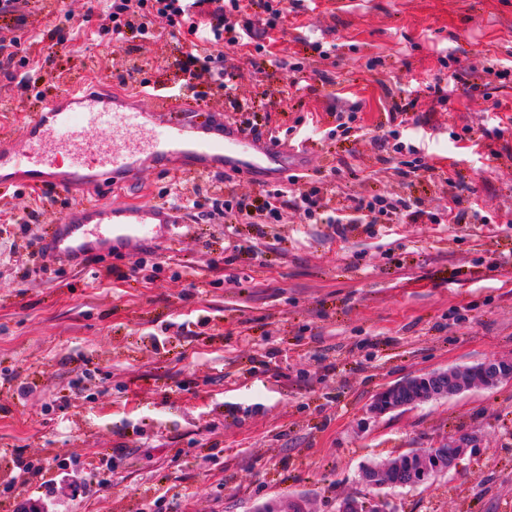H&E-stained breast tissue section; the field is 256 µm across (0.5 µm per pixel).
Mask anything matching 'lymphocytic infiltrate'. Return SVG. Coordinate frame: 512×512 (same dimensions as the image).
I'll return each instance as SVG.
<instances>
[{"label":"lymphocytic infiltrate","instance_id":"lymphocytic-infiltrate-1","mask_svg":"<svg viewBox=\"0 0 512 512\" xmlns=\"http://www.w3.org/2000/svg\"><path fill=\"white\" fill-rule=\"evenodd\" d=\"M288 16V0H105L98 14L99 26L111 32L113 40L121 41L127 30H136L141 38L150 40L157 28L184 35L185 50L177 61L188 78L207 73L219 87H227L229 75L227 52L238 53L240 59L272 56L277 36L284 30ZM224 44L225 54H213L211 47ZM381 150L403 156L399 177L417 176L429 166L419 145L403 141L398 123H391L376 138ZM295 185L296 194H289L288 185ZM459 195H451L447 206L427 213L418 201L391 198L379 194L345 197L340 207L324 211L322 190L309 173H292L287 186H263L254 200L236 196L224 202V221L248 224L254 216L264 223L278 224L286 209L303 212L309 221L324 224H393L401 216L411 220L427 218L433 224L487 223L479 210L466 211Z\"/></svg>","mask_w":512,"mask_h":512}]
</instances>
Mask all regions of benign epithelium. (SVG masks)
I'll list each match as a JSON object with an SVG mask.
<instances>
[{"mask_svg":"<svg viewBox=\"0 0 512 512\" xmlns=\"http://www.w3.org/2000/svg\"><path fill=\"white\" fill-rule=\"evenodd\" d=\"M508 382H512V367L501 358H489L473 366L450 367L413 375L386 386L374 395L368 412L378 417L476 387L492 388ZM469 442L467 436L450 438L446 442L433 444L423 453L445 457L444 472H457L467 454Z\"/></svg>","mask_w":512,"mask_h":512,"instance_id":"1","label":"benign epithelium"}]
</instances>
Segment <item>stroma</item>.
<instances>
[{
	"instance_id": "1",
	"label": "stroma",
	"mask_w": 512,
	"mask_h": 512,
	"mask_svg": "<svg viewBox=\"0 0 512 512\" xmlns=\"http://www.w3.org/2000/svg\"><path fill=\"white\" fill-rule=\"evenodd\" d=\"M88 0H32L25 73L0 70V134L22 139L31 117L89 80L102 94L147 81L195 98L193 119L247 104L263 131L298 126L305 172L329 208L345 195L384 194L437 211L443 176L469 185L465 204L485 224H241L203 196L257 195L245 178L144 172L103 195L114 205L156 204L162 194L201 201L160 247L155 278L118 280L131 249L100 252L90 268L40 270L26 238L45 236L74 197H30L24 179L0 183V211L27 221L26 236L0 237V512L20 501L46 512H336L347 495L371 501L359 482L382 461L464 433L472 451L460 472L417 489H382L395 512H512V383L478 388L375 417L385 386L490 356H512V90L467 95L407 121L426 141L432 172L402 179L381 171L372 131L394 103L426 93L438 59L460 70L512 66V0H306L291 10L279 56L295 55L334 81L314 94L281 95L293 75L256 58L232 71L233 96L207 76L185 83L175 61L184 39L159 31L113 43L84 23ZM83 21L61 29L64 13ZM322 42L323 60L310 45ZM358 102L368 136L331 141L335 99ZM472 128L475 146L458 136ZM498 159H488L489 151ZM350 167H342V159ZM27 279H20V272ZM26 387L16 398L17 387ZM111 468L87 462L99 455ZM49 462L20 484L21 463Z\"/></svg>"
}]
</instances>
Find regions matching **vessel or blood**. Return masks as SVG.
Instances as JSON below:
<instances>
[{"label":"vessel or blood","instance_id":"b4317fda","mask_svg":"<svg viewBox=\"0 0 512 512\" xmlns=\"http://www.w3.org/2000/svg\"><path fill=\"white\" fill-rule=\"evenodd\" d=\"M184 105L181 99L149 97L143 109L133 111L124 100H108L84 83L31 119L23 143L0 139V169L21 163L27 182L59 194L78 189L84 196L42 240L48 255L66 259L85 247L155 241L179 223L177 212L162 205L97 201V192L115 175L135 176L138 158L170 164L179 173L217 168L228 174L236 168L250 179H285L291 164L279 145L255 142L229 121L220 131L202 121L185 124Z\"/></svg>","mask_w":512,"mask_h":512}]
</instances>
